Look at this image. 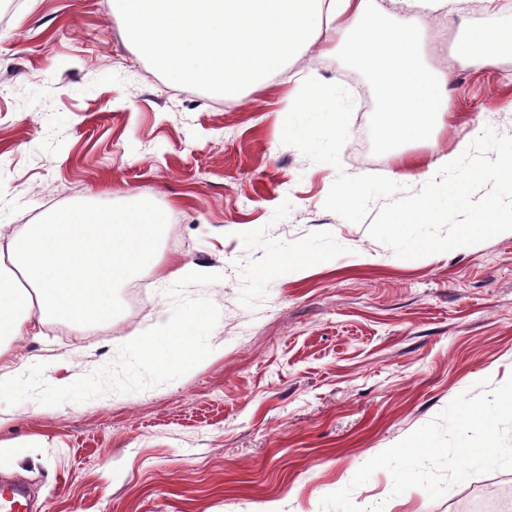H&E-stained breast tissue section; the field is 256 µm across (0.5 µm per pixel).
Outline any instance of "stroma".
Here are the masks:
<instances>
[{
	"label": "stroma",
	"mask_w": 512,
	"mask_h": 512,
	"mask_svg": "<svg viewBox=\"0 0 512 512\" xmlns=\"http://www.w3.org/2000/svg\"><path fill=\"white\" fill-rule=\"evenodd\" d=\"M0 24V239L73 206L120 212L150 200L171 217L156 268L122 278L111 324L46 319L5 347L64 386L112 362L134 330L170 312L163 277L186 264L218 271L189 287L220 311L212 351L177 380L134 393L44 406L0 402V480L23 483L31 512H322L368 460L463 392L512 377V234L419 259L397 257L367 223L325 209L338 171L419 191V170L458 153L474 129L512 136V54L460 64L468 27L512 23V7L471 0L466 21L428 30L453 107L436 145L400 171L379 149L369 71L315 52L266 87L213 96L140 57L113 0H12ZM354 99L341 167L283 144L298 77ZM295 248L329 256L296 276L267 271ZM146 282L131 306V280ZM512 470L475 475L431 499L393 495L385 470L351 498L384 512H460Z\"/></svg>",
	"instance_id": "obj_1"
}]
</instances>
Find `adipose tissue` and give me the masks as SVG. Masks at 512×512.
I'll use <instances>...</instances> for the list:
<instances>
[{"label": "adipose tissue", "instance_id": "ef3b65f1", "mask_svg": "<svg viewBox=\"0 0 512 512\" xmlns=\"http://www.w3.org/2000/svg\"><path fill=\"white\" fill-rule=\"evenodd\" d=\"M143 56L178 81L221 96L259 88L291 58L318 49L372 68L381 151L432 143L451 110L448 73L427 65L431 18L460 17L466 0H115ZM512 50V24L474 28L464 64ZM163 216L147 201L121 213L76 206L10 242L0 272V340L36 335L45 318L108 322L118 279L158 263Z\"/></svg>", "mask_w": 512, "mask_h": 512}]
</instances>
